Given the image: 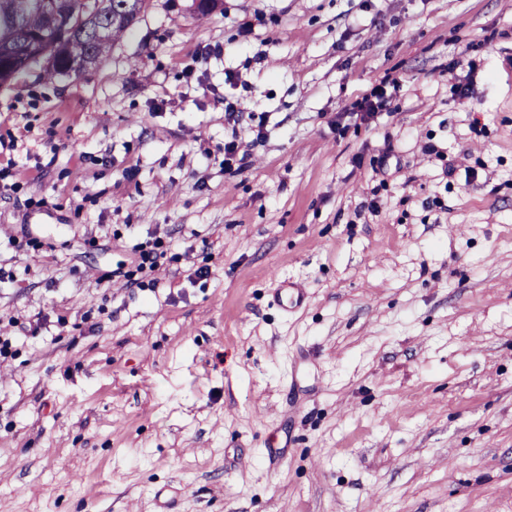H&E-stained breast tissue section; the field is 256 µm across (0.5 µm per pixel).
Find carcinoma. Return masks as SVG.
<instances>
[{
	"label": "carcinoma",
	"instance_id": "obj_1",
	"mask_svg": "<svg viewBox=\"0 0 512 512\" xmlns=\"http://www.w3.org/2000/svg\"><path fill=\"white\" fill-rule=\"evenodd\" d=\"M55 10L28 6L13 16L8 36L0 39V87L10 84L29 67L33 54L46 52L44 76L77 74L75 64L97 65L133 26L147 0H52Z\"/></svg>",
	"mask_w": 512,
	"mask_h": 512
}]
</instances>
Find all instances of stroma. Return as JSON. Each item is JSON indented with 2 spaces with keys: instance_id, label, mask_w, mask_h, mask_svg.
I'll use <instances>...</instances> for the list:
<instances>
[{
  "instance_id": "stroma-1",
  "label": "stroma",
  "mask_w": 512,
  "mask_h": 512,
  "mask_svg": "<svg viewBox=\"0 0 512 512\" xmlns=\"http://www.w3.org/2000/svg\"><path fill=\"white\" fill-rule=\"evenodd\" d=\"M43 71L0 87V512H512V0H149ZM391 92L387 94V90L380 88L379 91L372 92L370 95H366L358 104V112H362L361 120L364 122H371L376 113L386 108L390 102L389 97ZM374 98V99H372ZM136 257L133 261L134 266L136 267V272L141 271L148 267L151 270H159V268L163 265L164 262H161L164 259L165 253L158 252L155 249H144L140 247L135 251ZM135 271L125 272L121 268H117L112 270L109 276L112 277H123L125 283L128 287H132L133 285H140V282H137L138 279L133 278L135 275Z\"/></svg>"
}]
</instances>
